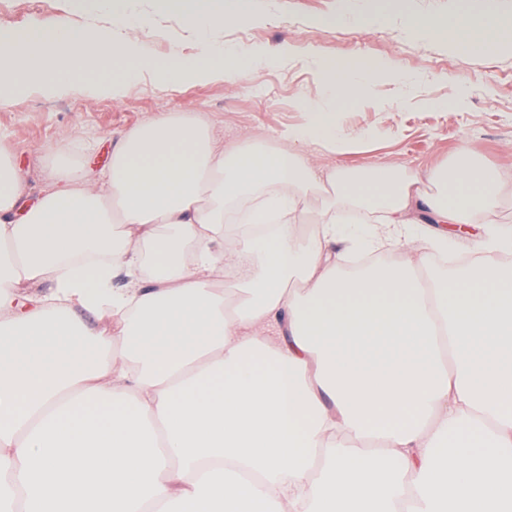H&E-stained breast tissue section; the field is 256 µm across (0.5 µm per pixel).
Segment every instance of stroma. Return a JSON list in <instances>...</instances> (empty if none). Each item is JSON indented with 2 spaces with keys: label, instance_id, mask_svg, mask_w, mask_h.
<instances>
[{
  "label": "stroma",
  "instance_id": "stroma-1",
  "mask_svg": "<svg viewBox=\"0 0 512 512\" xmlns=\"http://www.w3.org/2000/svg\"><path fill=\"white\" fill-rule=\"evenodd\" d=\"M404 10L422 16H447L459 9L512 17V0H401ZM264 22L218 31L227 44L263 51L267 63L257 78L187 81L175 86L147 72L125 84L119 96L105 91L89 96L83 80L69 78L62 91L33 89L0 104V150L11 156L30 194H38L54 163L71 160L74 172L94 175L107 167L112 141L150 118L167 112H197L225 143L250 137L284 147L289 128L303 125L307 112L299 98L323 92L317 61L351 65L366 58L390 63L391 70L362 100L336 107V123L352 142L340 153L315 152L324 167L355 173L378 164L429 174L454 165L461 148L475 162L500 169L506 177L500 202L481 215L468 234L451 241L449 254L472 256L486 237L488 223L512 230V52L462 54L412 37L394 12L392 0H252ZM353 9L387 11L379 28L338 26L333 18L343 4ZM403 10V11H404ZM51 26L110 25L108 16L75 9L70 0H50L31 14L15 5L0 9V29L25 30L32 21ZM139 49L150 56L195 55L197 37L178 15L155 16L135 32ZM304 53L281 60L288 44ZM464 102L448 107L449 98Z\"/></svg>",
  "mask_w": 512,
  "mask_h": 512
}]
</instances>
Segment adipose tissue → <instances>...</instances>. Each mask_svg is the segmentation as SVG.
I'll return each mask as SVG.
<instances>
[{
  "label": "adipose tissue",
  "instance_id": "1",
  "mask_svg": "<svg viewBox=\"0 0 512 512\" xmlns=\"http://www.w3.org/2000/svg\"><path fill=\"white\" fill-rule=\"evenodd\" d=\"M404 22L456 52L512 46L494 13ZM386 71L322 81L352 103ZM302 106L281 150L225 148L193 112L153 118L96 176L58 162L31 204L0 156L1 504L512 512V235L433 266L503 177L465 149L431 191L388 164L317 166L310 148L345 137ZM417 211L440 232L419 235ZM336 240L398 259L348 271Z\"/></svg>",
  "mask_w": 512,
  "mask_h": 512
}]
</instances>
